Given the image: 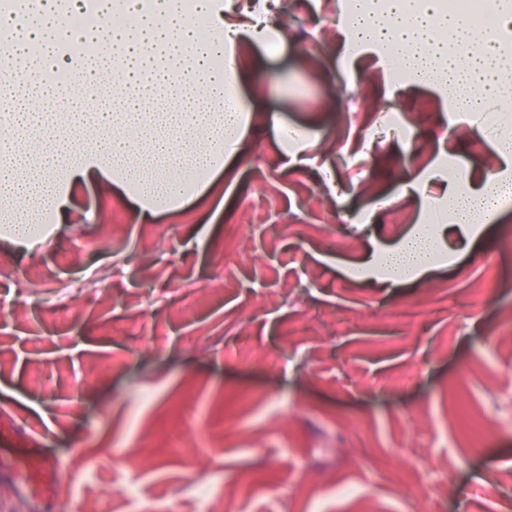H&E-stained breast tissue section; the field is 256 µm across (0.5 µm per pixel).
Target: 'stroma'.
Segmentation results:
<instances>
[{"label":"stroma","instance_id":"1","mask_svg":"<svg viewBox=\"0 0 512 512\" xmlns=\"http://www.w3.org/2000/svg\"><path fill=\"white\" fill-rule=\"evenodd\" d=\"M344 3L278 0L283 46L241 52L233 168L185 208L145 222L91 179L47 240L0 237V423L61 457L63 512H197L195 461L225 512H512V202L474 229L435 210L450 170L500 173L512 111L476 125L372 52L343 62ZM378 110L406 127L380 150ZM275 118L308 133L286 172ZM432 218L436 267L350 274ZM428 298L414 329L379 321Z\"/></svg>","mask_w":512,"mask_h":512}]
</instances>
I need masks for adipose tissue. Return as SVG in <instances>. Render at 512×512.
<instances>
[{
	"mask_svg": "<svg viewBox=\"0 0 512 512\" xmlns=\"http://www.w3.org/2000/svg\"><path fill=\"white\" fill-rule=\"evenodd\" d=\"M43 0L26 14H1L0 55L24 59V68L0 70V204L9 205L14 241L29 238L34 214L60 215L79 181L101 178L138 206L143 218L177 210L212 173L228 169L247 126V100L228 76L241 73L237 46H270L283 37L268 5L250 22L232 17L227 0ZM343 26L344 55H359L358 38L383 44L391 62L428 69L436 88L498 90L502 65L486 20L445 9L442 0H387L368 11L350 0ZM96 24L76 27L83 12ZM112 60V105L92 104L59 84V68L76 62L85 42ZM436 228L416 225L375 263L399 276L421 275L434 263L427 242Z\"/></svg>",
	"mask_w": 512,
	"mask_h": 512,
	"instance_id": "obj_1",
	"label": "adipose tissue"
}]
</instances>
